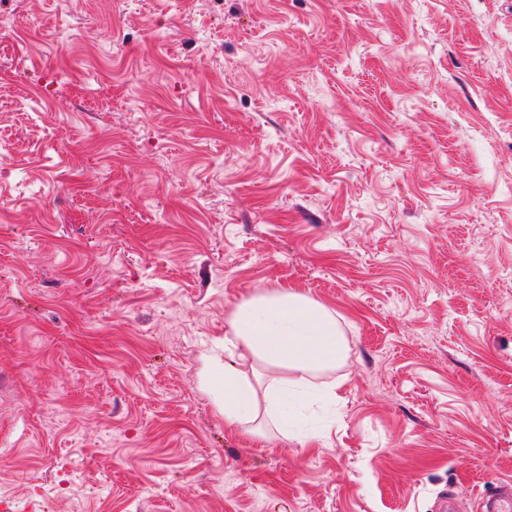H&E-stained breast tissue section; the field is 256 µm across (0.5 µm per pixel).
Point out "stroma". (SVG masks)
<instances>
[{
	"label": "stroma",
	"mask_w": 512,
	"mask_h": 512,
	"mask_svg": "<svg viewBox=\"0 0 512 512\" xmlns=\"http://www.w3.org/2000/svg\"><path fill=\"white\" fill-rule=\"evenodd\" d=\"M0 512H476L512 481V0H0ZM336 400L224 427L236 305ZM346 343L336 313L326 304L294 289L275 288L242 301L224 334V367L204 369L214 383L224 427L247 443H268L261 423L260 375L254 381L238 367L251 360L280 372L262 391L263 417L285 435L300 428L298 410L306 400H336V382L315 384L310 378L335 369L345 358Z\"/></svg>",
	"instance_id": "stroma-1"
}]
</instances>
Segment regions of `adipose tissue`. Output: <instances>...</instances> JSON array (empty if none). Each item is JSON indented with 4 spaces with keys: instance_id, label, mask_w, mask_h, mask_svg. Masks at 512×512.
<instances>
[{
    "instance_id": "ef3b65f1",
    "label": "adipose tissue",
    "mask_w": 512,
    "mask_h": 512,
    "mask_svg": "<svg viewBox=\"0 0 512 512\" xmlns=\"http://www.w3.org/2000/svg\"><path fill=\"white\" fill-rule=\"evenodd\" d=\"M345 355L344 336L328 305L275 288L236 307L224 335V365L205 369L204 377L215 385L225 428L246 442L265 443L264 421L284 434L299 428L298 410L306 400H335V383L313 378L335 369ZM247 359L275 372V379L264 386L251 381L238 366Z\"/></svg>"
}]
</instances>
